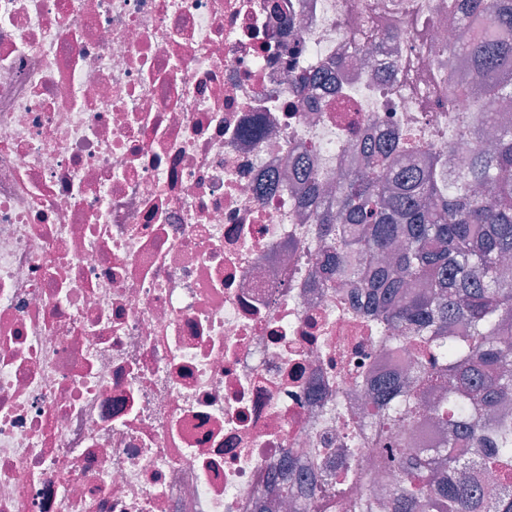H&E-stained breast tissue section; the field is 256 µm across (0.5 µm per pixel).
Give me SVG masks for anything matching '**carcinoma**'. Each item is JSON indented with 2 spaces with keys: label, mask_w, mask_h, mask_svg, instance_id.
Wrapping results in <instances>:
<instances>
[{
  "label": "carcinoma",
  "mask_w": 512,
  "mask_h": 512,
  "mask_svg": "<svg viewBox=\"0 0 512 512\" xmlns=\"http://www.w3.org/2000/svg\"><path fill=\"white\" fill-rule=\"evenodd\" d=\"M460 12L459 51L486 76L470 95L512 101V0H460ZM402 152L397 139H375L327 203L308 189L336 279L368 294L377 319L426 358L407 379L369 388L382 476L401 474L390 512H512V127L489 151L476 140L454 177L445 157L413 146L424 160L408 166ZM400 405L408 422L431 413L450 428L448 453L395 447Z\"/></svg>",
  "instance_id": "carcinoma-1"
}]
</instances>
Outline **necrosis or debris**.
I'll list each match as a JSON object with an SVG mask.
<instances>
[{"mask_svg":"<svg viewBox=\"0 0 512 512\" xmlns=\"http://www.w3.org/2000/svg\"><path fill=\"white\" fill-rule=\"evenodd\" d=\"M457 0H0V512H350L363 385L411 375L286 163L406 134L464 167ZM258 122L260 137L245 136ZM438 457L448 429L404 424ZM352 448L336 501L287 493Z\"/></svg>","mask_w":512,"mask_h":512,"instance_id":"necrosis-or-debris-1","label":"necrosis or debris"}]
</instances>
